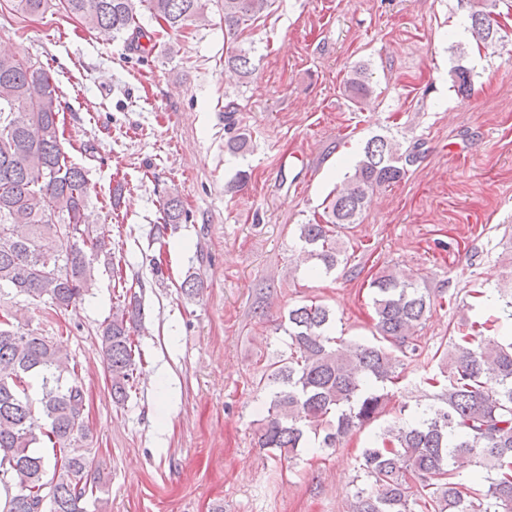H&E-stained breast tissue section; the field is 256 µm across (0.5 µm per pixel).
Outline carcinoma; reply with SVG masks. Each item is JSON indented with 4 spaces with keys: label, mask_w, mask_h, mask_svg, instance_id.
Segmentation results:
<instances>
[{
    "label": "carcinoma",
    "mask_w": 512,
    "mask_h": 512,
    "mask_svg": "<svg viewBox=\"0 0 512 512\" xmlns=\"http://www.w3.org/2000/svg\"><path fill=\"white\" fill-rule=\"evenodd\" d=\"M23 14L51 7L90 29L144 38L137 7L155 21L180 29L205 20L204 0H12ZM272 0H224V30L238 38L242 26L270 8ZM469 32L485 45L498 33L497 21L476 9ZM224 68L240 78L253 72L249 52L236 49ZM472 70L457 65L454 87L466 95ZM346 90L361 104L374 93L371 73L358 65ZM61 91L53 76L29 60L0 53V512H94L103 473L89 466L82 441L87 436L85 390L77 364L61 336H43L14 325L5 298L24 296L54 311H66L89 291L95 261L107 251L105 238L87 225L88 179L59 136ZM245 132L224 147L232 154L250 149ZM411 153L382 136L366 142L363 157L337 187L322 219L297 225L307 255L325 272L335 269L342 244L339 232L359 223L369 193L401 182ZM163 233L187 221L177 197L162 207ZM372 289L375 342L329 335L333 313L323 304L288 310L287 351L266 365L258 384L268 390L267 417L257 428V445L278 460H291L314 443L336 448L342 438L376 421L390 401L385 385L395 383L402 359L424 354L421 326L433 306L425 288L408 275L387 269ZM136 294L112 308L98 328L112 399L123 402L132 389L135 347L131 336L141 319ZM479 323H463L440 376L442 404L408 420L395 421L362 451L361 468L370 487L359 491L351 512H512V342L477 339ZM42 397H29L31 380ZM441 380V381H443ZM441 384L437 377L426 378ZM47 438L52 453L36 445ZM495 471L488 489L470 491L457 480L465 466Z\"/></svg>",
    "instance_id": "carcinoma-1"
}]
</instances>
